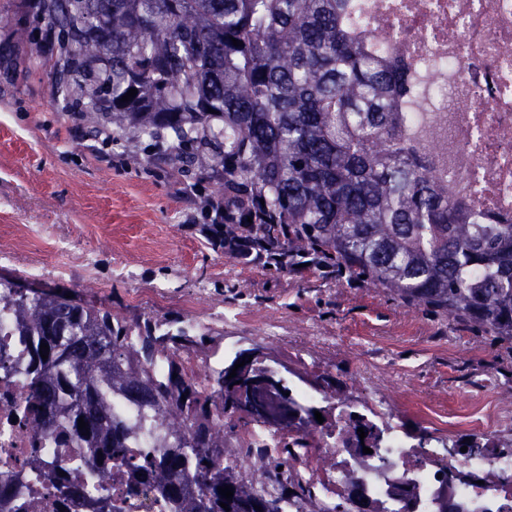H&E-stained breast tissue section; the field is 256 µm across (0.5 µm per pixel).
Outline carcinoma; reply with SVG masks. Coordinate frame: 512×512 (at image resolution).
Here are the masks:
<instances>
[{"label":"carcinoma","instance_id":"cac0c4a2","mask_svg":"<svg viewBox=\"0 0 512 512\" xmlns=\"http://www.w3.org/2000/svg\"><path fill=\"white\" fill-rule=\"evenodd\" d=\"M19 8L39 34L54 94L94 136L125 142L127 163L155 178L180 185L191 173L196 186H214L198 207L208 223L189 225L204 251L258 265L275 280L306 263L329 277H364L512 347V222L480 218L406 147V74L375 50L383 44L394 55L398 43L389 31H354L349 0H19ZM132 88L136 96L122 101ZM2 301L20 334L35 339L26 416L84 449L91 472L127 467L131 494L156 495L170 512H305L311 489L278 468H294L297 449L315 437L334 436L366 470L341 467L356 484H340L336 501L317 512L423 508L415 481L400 480L382 452L401 426L351 409L329 375L288 369L323 394L322 406L272 385L294 413L278 427L259 412L264 389H226L222 368L211 370L207 388L193 378L180 356L200 351L203 340L181 318L130 319L76 294L0 279ZM113 392L142 419L115 415ZM147 416L172 430L135 461L130 441ZM80 418L87 429H78ZM261 425L282 437V455L267 464L271 494L224 465L231 440ZM405 436L416 448H471L455 456L457 470L418 460L448 485V498L431 497L433 512H469L460 488L483 479L466 469L469 461L512 458V440L495 435ZM370 473L385 479L383 496L369 492ZM49 477L64 502L82 493L57 471ZM224 485L234 489L230 501L219 494Z\"/></svg>","mask_w":512,"mask_h":512}]
</instances>
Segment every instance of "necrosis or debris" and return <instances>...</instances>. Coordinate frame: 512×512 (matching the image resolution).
<instances>
[{
  "instance_id": "necrosis-or-debris-1",
  "label": "necrosis or debris",
  "mask_w": 512,
  "mask_h": 512,
  "mask_svg": "<svg viewBox=\"0 0 512 512\" xmlns=\"http://www.w3.org/2000/svg\"><path fill=\"white\" fill-rule=\"evenodd\" d=\"M354 28L392 31L411 95L404 103L409 129L431 120L433 138L415 141L434 177L452 196L503 222L512 221V0H352ZM16 362L0 379V482L19 480L0 512H47L53 498L38 473L49 467L81 479L84 491L67 512H92L99 483L109 484L119 512H167L154 496L126 498L128 471L87 478L84 451L57 447L35 425L19 427L10 406L21 402L29 342L18 334L13 309L0 304V343Z\"/></svg>"
}]
</instances>
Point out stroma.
I'll return each instance as SVG.
<instances>
[{"mask_svg": "<svg viewBox=\"0 0 512 512\" xmlns=\"http://www.w3.org/2000/svg\"><path fill=\"white\" fill-rule=\"evenodd\" d=\"M17 2L0 0V245L13 249L0 277L129 317L195 316L215 334L205 354L184 357L189 366L220 367L259 345L332 375L341 394L409 432L512 438V414L500 410L511 350L345 274L275 282L204 252L186 229L196 212L185 194L90 136L53 95L50 69L14 52L35 44Z\"/></svg>", "mask_w": 512, "mask_h": 512, "instance_id": "stroma-1", "label": "stroma"}]
</instances>
